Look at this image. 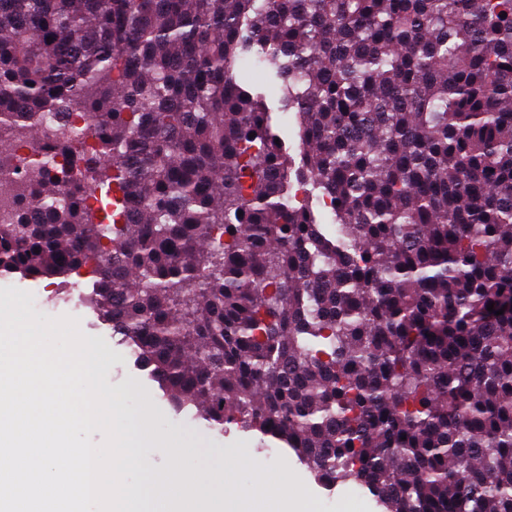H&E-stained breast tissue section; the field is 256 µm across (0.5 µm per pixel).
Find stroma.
I'll list each match as a JSON object with an SVG mask.
<instances>
[{
    "label": "stroma",
    "instance_id": "stroma-1",
    "mask_svg": "<svg viewBox=\"0 0 512 512\" xmlns=\"http://www.w3.org/2000/svg\"><path fill=\"white\" fill-rule=\"evenodd\" d=\"M12 286L33 294L30 307L39 317L78 319L82 333L90 336L107 360L104 385L121 398L120 427L127 429L143 424L154 436L153 442L144 444L140 450L150 466L168 465L169 459L161 446L175 435L188 450L181 464L189 469L222 466L223 449H233L236 479L223 492L228 512H275L278 492L284 484L296 492L288 500V512H309L316 503L324 505L325 512H341L354 497L359 500L356 512H379L374 496L364 488L354 484L325 488L284 449L258 447L253 435L236 429L225 433L207 430L193 420L191 412H175L155 383L136 368L135 357L120 336L102 325L88 304L87 296L92 290L90 276H74L63 284L0 276V288Z\"/></svg>",
    "mask_w": 512,
    "mask_h": 512
}]
</instances>
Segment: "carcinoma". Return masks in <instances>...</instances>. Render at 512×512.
Listing matches in <instances>:
<instances>
[{"label":"carcinoma","instance_id":"1","mask_svg":"<svg viewBox=\"0 0 512 512\" xmlns=\"http://www.w3.org/2000/svg\"><path fill=\"white\" fill-rule=\"evenodd\" d=\"M73 108L104 173L0 151L1 274L91 275L177 406L327 487L512 512V0H0V128ZM18 180L15 182H2L0 180V223L7 222L15 217L18 194L21 192Z\"/></svg>","mask_w":512,"mask_h":512}]
</instances>
